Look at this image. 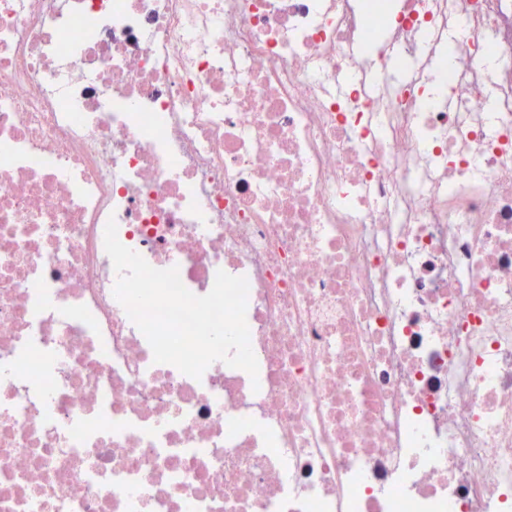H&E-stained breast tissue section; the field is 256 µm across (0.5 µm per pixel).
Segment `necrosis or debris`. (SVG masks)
<instances>
[{
  "label": "necrosis or debris",
  "mask_w": 512,
  "mask_h": 512,
  "mask_svg": "<svg viewBox=\"0 0 512 512\" xmlns=\"http://www.w3.org/2000/svg\"><path fill=\"white\" fill-rule=\"evenodd\" d=\"M111 218L257 378L154 362ZM0 512H512V0H0Z\"/></svg>",
  "instance_id": "obj_1"
}]
</instances>
